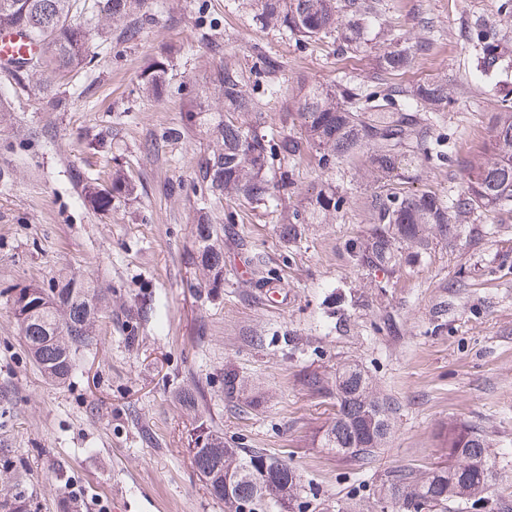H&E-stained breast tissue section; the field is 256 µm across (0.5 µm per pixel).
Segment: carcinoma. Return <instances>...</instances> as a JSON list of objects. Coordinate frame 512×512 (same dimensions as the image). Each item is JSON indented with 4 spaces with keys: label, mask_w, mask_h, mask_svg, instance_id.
Returning <instances> with one entry per match:
<instances>
[{
    "label": "carcinoma",
    "mask_w": 512,
    "mask_h": 512,
    "mask_svg": "<svg viewBox=\"0 0 512 512\" xmlns=\"http://www.w3.org/2000/svg\"><path fill=\"white\" fill-rule=\"evenodd\" d=\"M261 26L289 32L302 39L320 41L332 34L347 17L352 37L348 46L364 47L363 28L372 22L373 6L362 0H250ZM115 26L123 42H135L147 23L141 0H0V30L18 29L32 36L42 50L24 61L0 65L13 71L7 77L11 91L18 95L34 88L46 89L90 64L86 45L93 30L86 26L93 17ZM481 68L485 73L498 69L501 57L495 34L481 31ZM429 45L385 49L378 56V69L393 73L406 68ZM166 63L156 61L140 75L141 92L161 98ZM246 75L230 59L220 62L209 84L224 98V112H205V100L197 95L190 101L194 111L187 123L207 127L222 147L202 156L194 170V240L185 252V263L202 272L203 278L187 283L189 288L224 286V225L215 223L212 207L224 196H241L255 207L278 210L295 190L294 170L286 161L311 150L318 165L336 167L342 160L354 161L367 154L368 166L378 183L371 201L374 228L369 238L352 245V256L362 268L374 269L388 263L396 245H428L426 232L435 226L445 232L452 223V211L495 209L512 201V100L501 101L488 140L482 150L459 161L465 174L463 194L453 206L431 191L411 188L412 154L429 129L430 112L448 106L447 85L431 80L410 90L387 88L365 92L330 85H300L289 97L283 122L291 131L261 132L259 124L241 119L261 111L259 102L246 91ZM185 128L168 127L145 143L157 151L161 143L181 139ZM285 161L273 176L270 162ZM134 187L121 171L103 187L85 182L82 191L98 210L112 201L129 197ZM336 190L327 185L306 199L302 208L280 219L277 232L288 244L302 236V225L312 224L340 209ZM34 294L23 303L10 296L12 306L25 312L18 319L34 362L52 380L67 379L75 367L76 352L89 346L96 335L99 313L97 289L73 277L58 276L49 288L23 286ZM313 396L333 401L334 417L320 437V445L360 462L372 459L391 433L393 408L372 388L359 368L345 365L335 379L317 371L301 378ZM224 398L241 412H251L264 402L262 394L247 387L242 375L224 369ZM448 464L425 472L395 471L382 480L379 500L395 512H413L412 506L432 500L437 512H461L485 499L496 474L487 434L469 425L448 426ZM193 462L201 473L210 475L209 492L224 502V512H235V503L248 501L252 512H294L301 476L288 462L262 448H233L224 438L207 433L203 447L195 449Z\"/></svg>",
    "instance_id": "1"
}]
</instances>
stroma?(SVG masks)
Wrapping results in <instances>:
<instances>
[{
	"label": "stroma",
	"mask_w": 512,
	"mask_h": 512,
	"mask_svg": "<svg viewBox=\"0 0 512 512\" xmlns=\"http://www.w3.org/2000/svg\"><path fill=\"white\" fill-rule=\"evenodd\" d=\"M370 2L369 43L353 51L342 28L307 44L261 27L243 0H145L152 21L137 42H91V67L55 85L60 111L43 110L38 91L0 95V168L10 172L0 184L1 502L22 498L29 512H224L190 452L205 429L287 459L301 476L300 512H380L381 476L443 461L440 434L460 422L486 432L501 473L482 512L512 501V203L457 214L428 248L400 245L392 262L369 270L349 251L372 230L367 164L325 170L307 150L291 162L299 197L328 182L342 207L287 245L279 214L241 197L225 201L235 221L224 227V286L209 297L187 286L193 204L166 186L190 182L217 143L197 126L162 153L144 149L151 133L184 123L189 99L228 52L250 77L266 132L280 131L286 101L269 98L260 52L281 61L285 89L347 76L403 88L440 79L448 108L430 121L442 155H417L416 186L455 203L458 158L481 150L512 92V14L499 12V0ZM203 26L211 45L198 40ZM484 28L496 31L502 55L490 74L478 66ZM393 41L430 49L406 71L378 75L376 56ZM161 58L165 90L153 100L139 76ZM91 139L102 140L101 153L86 149ZM115 167L134 195L93 209L82 181H103ZM253 254L275 269L274 287H254L244 261ZM62 271L94 284L102 300L96 342L58 384L32 361L5 291L48 287ZM345 364L359 365L395 409L388 442L364 463L320 446L332 405L299 382L301 371L332 377ZM228 366L265 393L257 411L244 415L225 401ZM193 385L202 396L190 413L175 393Z\"/></svg>",
	"instance_id": "stroma-1"
}]
</instances>
